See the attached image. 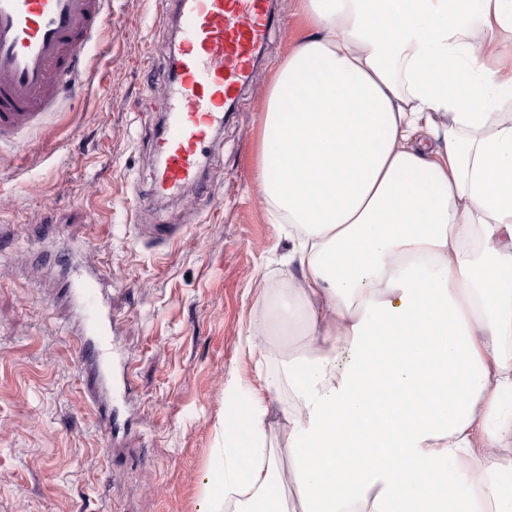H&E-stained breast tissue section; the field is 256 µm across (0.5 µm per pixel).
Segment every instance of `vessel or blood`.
I'll return each mask as SVG.
<instances>
[{"label":"vessel or blood","mask_w":512,"mask_h":512,"mask_svg":"<svg viewBox=\"0 0 512 512\" xmlns=\"http://www.w3.org/2000/svg\"><path fill=\"white\" fill-rule=\"evenodd\" d=\"M106 0H0V143L53 111L69 67L99 28L110 25ZM181 39L172 89L160 107L166 125L155 149L154 186L178 195L199 179L204 146L224 120V105L252 76L271 29L268 0H176ZM104 276L88 270L73 282L84 317L82 358L111 374L121 398L127 372L114 367L112 315L100 294Z\"/></svg>","instance_id":"b4317fda"}]
</instances>
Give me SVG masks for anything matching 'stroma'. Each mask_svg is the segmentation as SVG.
I'll return each instance as SVG.
<instances>
[{"mask_svg":"<svg viewBox=\"0 0 512 512\" xmlns=\"http://www.w3.org/2000/svg\"><path fill=\"white\" fill-rule=\"evenodd\" d=\"M275 23L252 81L211 137L203 185L154 191L169 0H109L54 112L0 145V512H206L230 382L248 395L288 353L263 329L285 286L286 229L257 172L279 64L309 32L301 0ZM150 224H178L171 245ZM108 276L112 339L129 366L120 412L80 358L77 271Z\"/></svg>","mask_w":512,"mask_h":512,"instance_id":"obj_1","label":"stroma"}]
</instances>
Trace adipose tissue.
<instances>
[{
  "label": "adipose tissue",
  "instance_id": "obj_1",
  "mask_svg": "<svg viewBox=\"0 0 512 512\" xmlns=\"http://www.w3.org/2000/svg\"><path fill=\"white\" fill-rule=\"evenodd\" d=\"M260 182L288 227L277 336L308 354L224 415L237 512H512V0H305ZM264 405L268 408L267 416V434L268 439L274 446L273 450L283 468H288V450L284 447L283 437L278 429V424L281 421L280 406L285 403V392L283 389L278 391H265L263 392Z\"/></svg>",
  "mask_w": 512,
  "mask_h": 512
}]
</instances>
